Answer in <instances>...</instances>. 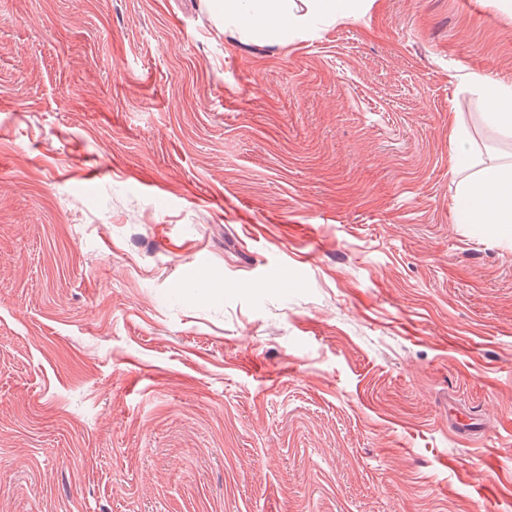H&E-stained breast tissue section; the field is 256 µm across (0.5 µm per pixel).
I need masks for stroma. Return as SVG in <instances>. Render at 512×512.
Segmentation results:
<instances>
[{"label": "stroma", "instance_id": "obj_1", "mask_svg": "<svg viewBox=\"0 0 512 512\" xmlns=\"http://www.w3.org/2000/svg\"><path fill=\"white\" fill-rule=\"evenodd\" d=\"M512 0L277 47L0 0V512H512ZM484 424L448 426V400ZM477 82L479 90L490 92V119L502 131L510 132L512 136V85L500 84L488 76H482ZM456 223L494 225L512 236V168L491 167L465 182L454 203Z\"/></svg>", "mask_w": 512, "mask_h": 512}]
</instances>
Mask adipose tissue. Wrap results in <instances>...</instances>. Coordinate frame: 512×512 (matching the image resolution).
I'll list each match as a JSON object with an SVG mask.
<instances>
[{"label": "adipose tissue", "instance_id": "obj_1", "mask_svg": "<svg viewBox=\"0 0 512 512\" xmlns=\"http://www.w3.org/2000/svg\"><path fill=\"white\" fill-rule=\"evenodd\" d=\"M221 29L239 42L288 46L303 33L355 17L366 0H206ZM457 223L497 226L512 236V168L491 167L465 182L455 200Z\"/></svg>", "mask_w": 512, "mask_h": 512}]
</instances>
